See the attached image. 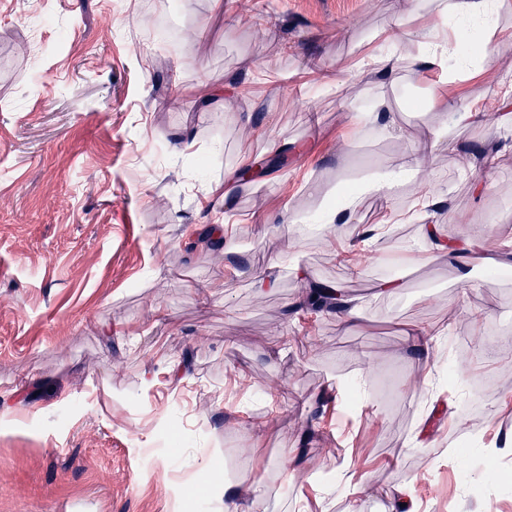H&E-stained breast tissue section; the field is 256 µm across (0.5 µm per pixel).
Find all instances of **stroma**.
Wrapping results in <instances>:
<instances>
[{"label":"stroma","mask_w":512,"mask_h":512,"mask_svg":"<svg viewBox=\"0 0 512 512\" xmlns=\"http://www.w3.org/2000/svg\"><path fill=\"white\" fill-rule=\"evenodd\" d=\"M158 11L204 32L175 49L151 41ZM399 21L423 42L435 18L425 0H224L220 14L212 0H0V512H206L224 499L197 481L211 462L238 491L264 488L258 512H397L404 492L421 512H512V468L486 485L472 467L512 443V388L478 399L470 437L447 431L479 380L512 367V354L479 362L448 344L512 336V265L492 277L469 256L428 260L409 224L355 270L288 221L437 132L419 174L436 200L427 223L504 249L487 219L512 229V126L496 112L512 44L451 86L353 73ZM257 68L271 81L254 84ZM442 96L484 114L444 127ZM273 140L294 148L287 168L239 191L223 238L196 245L224 209L206 184ZM493 144V171H463L464 154ZM411 197L364 198L350 224ZM390 259L401 288L373 297ZM268 268L278 283L260 298L251 275ZM298 268L354 299L356 322L292 314ZM414 325L439 333L428 360L408 351ZM321 391L331 405L317 406ZM300 422L335 455L313 465Z\"/></svg>","instance_id":"obj_1"}]
</instances>
